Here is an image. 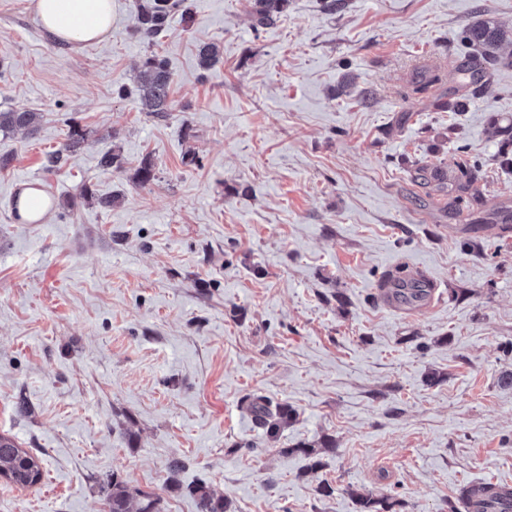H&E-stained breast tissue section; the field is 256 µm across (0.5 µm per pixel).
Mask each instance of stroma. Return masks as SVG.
<instances>
[{
	"instance_id": "1",
	"label": "stroma",
	"mask_w": 512,
	"mask_h": 512,
	"mask_svg": "<svg viewBox=\"0 0 512 512\" xmlns=\"http://www.w3.org/2000/svg\"><path fill=\"white\" fill-rule=\"evenodd\" d=\"M191 4L148 44L113 0L111 36L72 47L0 0V110L43 114L36 135L0 133V435L42 470L0 479V512H106L113 475L163 512H198L199 482L230 512H358L359 493L450 512L462 486L512 484V64L443 107L468 27L501 26L512 57V0H288L258 33L248 0ZM205 43L223 57L204 72ZM153 55L173 77L162 117L117 94ZM423 65L438 79L409 94ZM73 128L80 151L45 169ZM112 150L123 169L101 171ZM431 163L444 190L416 177ZM29 186L45 222L17 220ZM397 266L438 283L431 304H384ZM255 395L295 419L268 437Z\"/></svg>"
}]
</instances>
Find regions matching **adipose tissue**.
<instances>
[{
    "instance_id": "1",
    "label": "adipose tissue",
    "mask_w": 512,
    "mask_h": 512,
    "mask_svg": "<svg viewBox=\"0 0 512 512\" xmlns=\"http://www.w3.org/2000/svg\"><path fill=\"white\" fill-rule=\"evenodd\" d=\"M113 0H31L33 13L58 41L79 45L112 32Z\"/></svg>"
}]
</instances>
